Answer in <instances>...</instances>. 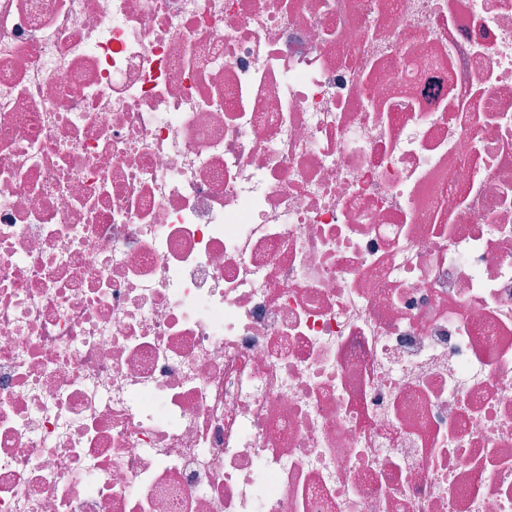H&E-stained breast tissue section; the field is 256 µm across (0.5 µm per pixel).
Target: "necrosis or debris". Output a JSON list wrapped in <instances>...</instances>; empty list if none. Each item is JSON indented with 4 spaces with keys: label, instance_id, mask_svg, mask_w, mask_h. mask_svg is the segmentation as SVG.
<instances>
[{
    "label": "necrosis or debris",
    "instance_id": "1",
    "mask_svg": "<svg viewBox=\"0 0 512 512\" xmlns=\"http://www.w3.org/2000/svg\"><path fill=\"white\" fill-rule=\"evenodd\" d=\"M0 512H512V0H0Z\"/></svg>",
    "mask_w": 512,
    "mask_h": 512
}]
</instances>
